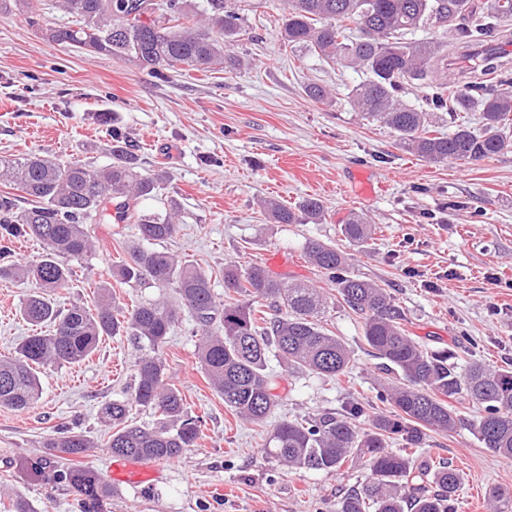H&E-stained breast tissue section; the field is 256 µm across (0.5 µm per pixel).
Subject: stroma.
<instances>
[{"label": "stroma", "mask_w": 512, "mask_h": 512, "mask_svg": "<svg viewBox=\"0 0 512 512\" xmlns=\"http://www.w3.org/2000/svg\"><path fill=\"white\" fill-rule=\"evenodd\" d=\"M248 2L233 46L239 68L173 69L163 81L127 60L48 42L17 10L0 11V155L111 164L99 120L108 114L136 141L143 168L167 172V190L182 206L165 249L206 270L216 293L224 291L228 262L259 264L283 280L322 288L330 299L322 324L353 350L351 377L292 375L271 362L281 396L274 419L339 410L352 398L370 414L385 410L375 398L384 375L359 318L304 259L310 239L336 244L348 253L352 275L389 288L423 348L453 350L461 368L475 360L512 363V150L469 164L420 160L389 128L361 120L349 105L347 93L365 72L283 47L281 0ZM309 82L327 86L332 97L307 99ZM308 197L324 205L319 223L273 224L261 208L268 198L292 207ZM354 211L376 227L365 250L341 232ZM92 230L96 251L57 292V304L94 307L102 284L127 309L158 297L159 289L112 276L134 225ZM28 291L0 284V357L36 331L20 315ZM194 331L183 316L162 356L202 435L195 448L168 460L163 479L113 491L105 512H336L337 498L363 482L364 469L291 471L267 459L270 425L225 408L198 362ZM138 355L130 337H103L85 361L42 368V395L32 408H0V510L21 498L34 512H82L74 489L52 478L66 460L50 456L42 442L62 428L82 429L97 444L83 464L106 472L111 429L99 411L128 398ZM421 455L463 474L456 512H488L490 489L512 491V459L487 451L464 424L431 434ZM30 459L46 460L47 473L22 469Z\"/></svg>", "instance_id": "1"}]
</instances>
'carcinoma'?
Returning a JSON list of instances; mask_svg holds the SVG:
<instances>
[{"label": "carcinoma", "instance_id": "1", "mask_svg": "<svg viewBox=\"0 0 512 512\" xmlns=\"http://www.w3.org/2000/svg\"><path fill=\"white\" fill-rule=\"evenodd\" d=\"M14 2L48 41L127 59L158 80L175 68L241 66L229 52L244 19L237 0H205L197 17L188 0H59L57 8L72 18L62 27L41 25L28 0ZM283 5V45L366 72L349 92L353 109L388 127L418 158L466 164L512 148V62L482 51L500 32L472 0H283ZM419 29L432 31V38H408ZM458 56L478 63L450 84L448 67ZM417 86L429 89L424 107L406 99ZM439 112H479L482 125L477 130L459 125L437 136L430 127ZM110 137L114 161L105 167L37 153L0 156V185L7 187L0 193V282L30 285L23 318L33 326H53L47 334L24 338L14 355L0 359V407L23 411L39 400L38 367L79 363L97 350L101 337L130 336L140 351L130 398L100 410L112 427L107 448L123 457L181 455L196 445L201 429L181 391L169 382L160 350L184 311L201 332L202 369L224 407L241 419L264 424L280 400L269 369L272 357L294 373L335 378L351 373L353 352L321 325L328 307L321 289L277 279L259 264L243 268L229 262L224 288L237 298L226 301L214 292L205 270L158 248L174 235L180 204L170 197L160 209H139V199L161 195L167 176L141 166L135 145L119 127H111ZM263 208L277 224L324 216L322 202L311 197L294 207L267 199ZM112 222L136 225L126 259L112 275L131 287L173 288L182 307L159 297L124 312L105 285L93 309L57 306L53 295L72 281L74 264L95 250L89 225ZM374 231L362 214L353 213L342 224L345 238L358 247L367 245ZM27 236L41 242L42 255L17 264L10 260L9 243ZM305 257L361 319L363 340L388 376L377 399L390 411L363 422L364 406L351 401L340 411L282 419L272 429L266 457L291 471L332 473L350 461L361 463L365 480L336 501V512H455L461 473L445 462H420L416 453L429 433L465 425L483 447L512 459V365L474 362L457 372L448 351L426 352L409 336L388 289L348 272L349 258L336 245L312 240ZM267 302L285 313L267 317L262 310ZM462 399L481 406L468 423L452 405ZM134 406L153 411L155 421L128 422ZM394 439L402 447H389ZM42 447L67 460L97 444L72 428L46 437ZM56 478L91 505L86 512H101L111 494L103 475L90 467L74 463L56 471ZM488 501L491 512H512L509 492L493 489Z\"/></svg>", "mask_w": 512, "mask_h": 512}]
</instances>
